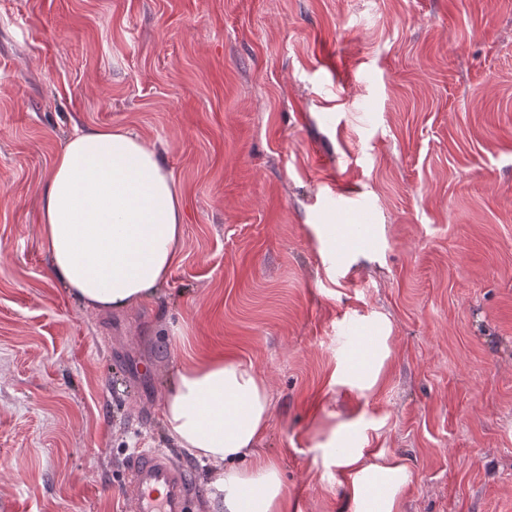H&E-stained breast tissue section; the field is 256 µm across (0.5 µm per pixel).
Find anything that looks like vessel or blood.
I'll use <instances>...</instances> for the list:
<instances>
[{
	"mask_svg": "<svg viewBox=\"0 0 512 512\" xmlns=\"http://www.w3.org/2000/svg\"><path fill=\"white\" fill-rule=\"evenodd\" d=\"M192 493L186 474L166 452L135 450L123 487L125 512H186Z\"/></svg>",
	"mask_w": 512,
	"mask_h": 512,
	"instance_id": "1",
	"label": "vessel or blood"
}]
</instances>
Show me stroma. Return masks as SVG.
<instances>
[{
	"mask_svg": "<svg viewBox=\"0 0 512 512\" xmlns=\"http://www.w3.org/2000/svg\"><path fill=\"white\" fill-rule=\"evenodd\" d=\"M77 126L155 145L182 195L169 281L125 314L39 233ZM189 351L266 380L292 512H346L345 420L411 471L404 512H512V0H0V512H123L137 448L204 512L161 425ZM386 340V337L378 336V341L373 346L371 354L364 361L360 372L356 377V382L361 388L371 389L377 382L384 360L387 358L389 353Z\"/></svg>",
	"mask_w": 512,
	"mask_h": 512,
	"instance_id": "35a3bbf8",
	"label": "stroma"
}]
</instances>
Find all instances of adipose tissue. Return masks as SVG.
<instances>
[{"label": "adipose tissue", "mask_w": 512, "mask_h": 512, "mask_svg": "<svg viewBox=\"0 0 512 512\" xmlns=\"http://www.w3.org/2000/svg\"><path fill=\"white\" fill-rule=\"evenodd\" d=\"M183 201L157 150L121 127L78 129L57 153L40 206L53 278L85 307L121 313L166 285L184 233ZM270 394L253 366L188 357L163 396L175 448L208 464L206 512H288L277 465L259 452ZM325 450L349 471L352 512H403L409 469L353 447L350 423Z\"/></svg>", "instance_id": "1"}]
</instances>
